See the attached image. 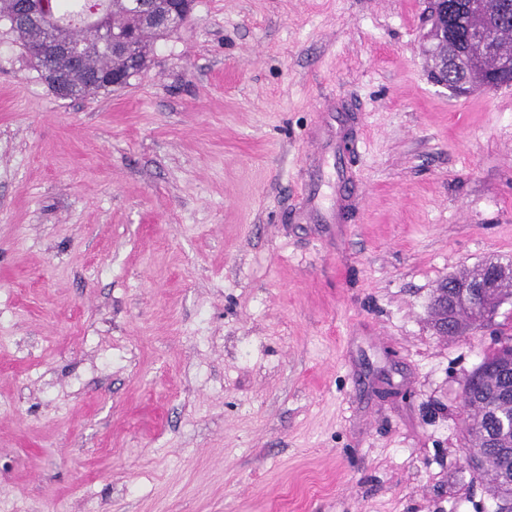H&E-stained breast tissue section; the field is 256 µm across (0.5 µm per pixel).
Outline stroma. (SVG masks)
Wrapping results in <instances>:
<instances>
[{
	"label": "stroma",
	"mask_w": 512,
	"mask_h": 512,
	"mask_svg": "<svg viewBox=\"0 0 512 512\" xmlns=\"http://www.w3.org/2000/svg\"><path fill=\"white\" fill-rule=\"evenodd\" d=\"M425 8L196 0L76 101L0 24V512H494L461 395L495 336L430 304L512 263V86L436 85ZM325 120L358 137L314 172Z\"/></svg>",
	"instance_id": "1"
}]
</instances>
